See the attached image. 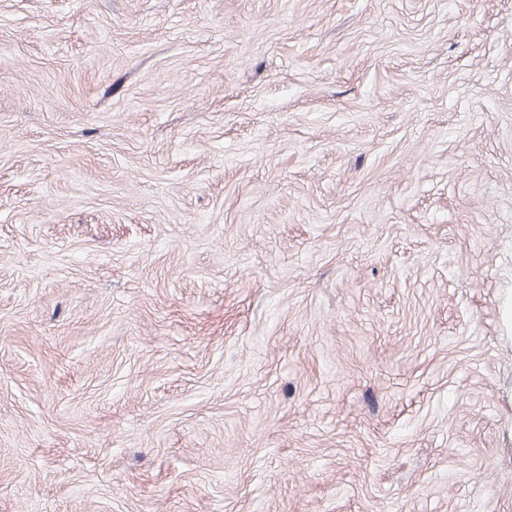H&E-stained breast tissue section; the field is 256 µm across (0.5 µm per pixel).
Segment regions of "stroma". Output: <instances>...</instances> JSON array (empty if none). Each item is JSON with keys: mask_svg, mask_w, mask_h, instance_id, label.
<instances>
[{"mask_svg": "<svg viewBox=\"0 0 512 512\" xmlns=\"http://www.w3.org/2000/svg\"><path fill=\"white\" fill-rule=\"evenodd\" d=\"M0 512H512V0H0Z\"/></svg>", "mask_w": 512, "mask_h": 512, "instance_id": "35a3bbf8", "label": "stroma"}]
</instances>
